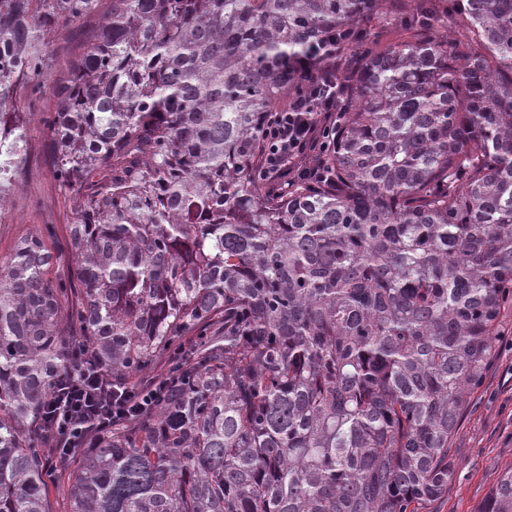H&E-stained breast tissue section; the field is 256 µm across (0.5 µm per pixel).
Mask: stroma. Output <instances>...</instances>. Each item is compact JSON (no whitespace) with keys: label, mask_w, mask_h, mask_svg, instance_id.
Listing matches in <instances>:
<instances>
[{"label":"stroma","mask_w":512,"mask_h":512,"mask_svg":"<svg viewBox=\"0 0 512 512\" xmlns=\"http://www.w3.org/2000/svg\"><path fill=\"white\" fill-rule=\"evenodd\" d=\"M53 108L51 93H44L39 109L28 113V169L9 191V206L0 219V258L8 256L23 239L40 233L59 254L52 278H70L69 253L72 214L57 187L49 158V142L40 122ZM504 338L484 383L471 397L470 409L452 443L456 478L448 494L434 503L435 512H479L502 471L512 468V317L503 323Z\"/></svg>","instance_id":"stroma-1"}]
</instances>
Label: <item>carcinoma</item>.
I'll use <instances>...</instances> for the list:
<instances>
[{"label": "carcinoma", "instance_id": "cac0c4a2", "mask_svg": "<svg viewBox=\"0 0 512 512\" xmlns=\"http://www.w3.org/2000/svg\"><path fill=\"white\" fill-rule=\"evenodd\" d=\"M99 3L0 0V216L21 96ZM110 4L44 129L79 307L43 236L0 258V512H48L33 430L73 341L173 393L71 458L70 512H426L512 314V0ZM380 14L413 39L357 40ZM307 59L344 85L331 180L277 193L262 127Z\"/></svg>", "mask_w": 512, "mask_h": 512}]
</instances>
